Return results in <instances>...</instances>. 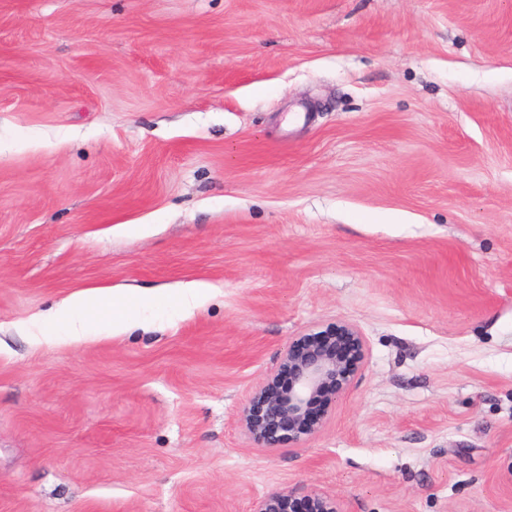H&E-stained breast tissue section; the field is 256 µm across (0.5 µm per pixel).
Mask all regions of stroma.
I'll return each instance as SVG.
<instances>
[{"label":"stroma","mask_w":512,"mask_h":512,"mask_svg":"<svg viewBox=\"0 0 512 512\" xmlns=\"http://www.w3.org/2000/svg\"><path fill=\"white\" fill-rule=\"evenodd\" d=\"M204 282L84 343L89 287ZM366 359L302 444L288 342ZM512 0H0V512H512ZM213 288L204 283H188L162 295L122 293L112 288H86L69 295L47 313L34 317L37 344H54L62 337L81 342L92 336L115 337L135 328L148 330L156 325L151 314L164 306L178 314H191L211 297ZM288 342L279 369L267 375L239 415L245 433L260 448H276L284 440L303 443L322 423L312 420L313 400L326 389L331 399L346 392L363 366L364 339L355 325L336 323L313 334ZM338 338L349 340L351 350L337 353ZM288 372V385L279 383L280 372Z\"/></svg>","instance_id":"35a3bbf8"}]
</instances>
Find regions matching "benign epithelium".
<instances>
[{
    "mask_svg": "<svg viewBox=\"0 0 512 512\" xmlns=\"http://www.w3.org/2000/svg\"><path fill=\"white\" fill-rule=\"evenodd\" d=\"M317 336L289 341L279 370L267 375L241 410L239 422L259 447L276 448L284 440L304 442L322 423V418L309 416L313 400L327 389L330 398L341 396L361 370L364 339L356 326L331 324ZM308 498L313 512H344L340 500L322 490H311ZM293 499L289 490L272 492L256 502L254 512H285L283 504Z\"/></svg>",
    "mask_w": 512,
    "mask_h": 512,
    "instance_id": "obj_1",
    "label": "benign epithelium"
}]
</instances>
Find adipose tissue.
<instances>
[{
  "mask_svg": "<svg viewBox=\"0 0 512 512\" xmlns=\"http://www.w3.org/2000/svg\"><path fill=\"white\" fill-rule=\"evenodd\" d=\"M213 289L188 283L164 294L122 293L111 288H87L69 295L46 313L34 317L33 340L53 344L60 339L81 342L93 336L115 337L135 328L155 326L158 306L187 315L210 298Z\"/></svg>",
  "mask_w": 512,
  "mask_h": 512,
  "instance_id": "adipose-tissue-1",
  "label": "adipose tissue"
}]
</instances>
